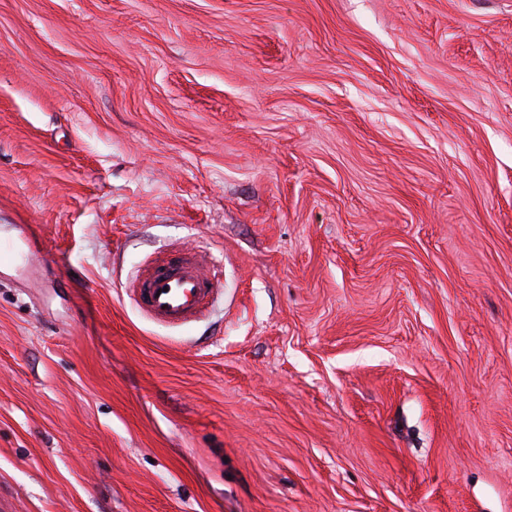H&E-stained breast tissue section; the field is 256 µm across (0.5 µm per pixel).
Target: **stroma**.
<instances>
[{"label":"stroma","instance_id":"1","mask_svg":"<svg viewBox=\"0 0 512 512\" xmlns=\"http://www.w3.org/2000/svg\"><path fill=\"white\" fill-rule=\"evenodd\" d=\"M0 240L8 512H512V0H0ZM219 290L218 283L202 272L195 258L172 262L163 256L151 259L127 286L129 295L153 320L172 326L202 316Z\"/></svg>","mask_w":512,"mask_h":512}]
</instances>
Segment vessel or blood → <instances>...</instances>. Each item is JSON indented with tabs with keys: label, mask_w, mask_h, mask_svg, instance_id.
Returning a JSON list of instances; mask_svg holds the SVG:
<instances>
[{
	"label": "vessel or blood",
	"mask_w": 512,
	"mask_h": 512,
	"mask_svg": "<svg viewBox=\"0 0 512 512\" xmlns=\"http://www.w3.org/2000/svg\"><path fill=\"white\" fill-rule=\"evenodd\" d=\"M127 291L155 321L184 325L202 316L219 292V285L202 272L193 258L151 259Z\"/></svg>",
	"instance_id": "obj_1"
}]
</instances>
